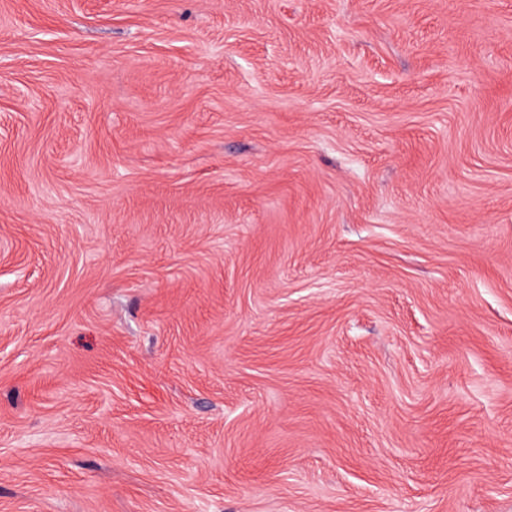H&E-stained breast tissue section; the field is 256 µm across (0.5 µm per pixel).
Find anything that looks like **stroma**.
Listing matches in <instances>:
<instances>
[{
    "instance_id": "1",
    "label": "stroma",
    "mask_w": 512,
    "mask_h": 512,
    "mask_svg": "<svg viewBox=\"0 0 512 512\" xmlns=\"http://www.w3.org/2000/svg\"><path fill=\"white\" fill-rule=\"evenodd\" d=\"M0 512H512V0H0Z\"/></svg>"
}]
</instances>
